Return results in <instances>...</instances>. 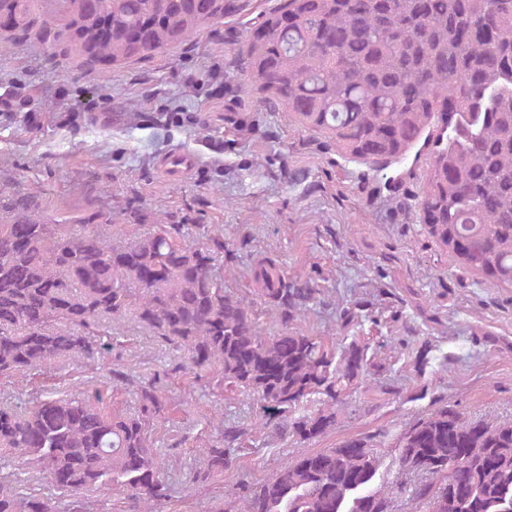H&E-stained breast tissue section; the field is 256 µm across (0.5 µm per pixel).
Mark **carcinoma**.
Listing matches in <instances>:
<instances>
[{
    "label": "carcinoma",
    "mask_w": 512,
    "mask_h": 512,
    "mask_svg": "<svg viewBox=\"0 0 512 512\" xmlns=\"http://www.w3.org/2000/svg\"><path fill=\"white\" fill-rule=\"evenodd\" d=\"M55 20L96 68L179 46L236 10L234 0H61ZM29 0H0V32L26 38ZM228 68L270 109L326 132L346 155L390 165L420 143L429 171L417 206L429 235L494 287H512V0H280L233 51ZM37 198L0 189V380L28 384L62 362L107 367L100 324L127 315L184 351L189 386L229 385L260 404L259 430L302 442L336 428V399L367 370L366 349L341 352L290 327L318 294L277 263L252 271L254 294L279 322L261 334L253 301L224 288V239L204 225L160 224L126 239L48 224ZM135 395L129 416L95 389L50 394L24 409L0 405V512H93L106 490L122 512H159L173 489L155 435L182 411L162 378L108 367ZM325 408L296 415L311 396ZM206 487L237 461L248 431L211 417ZM393 464L430 482L406 492L426 512H512V422L476 421L443 406L392 438ZM383 455L369 440L301 455L256 488L240 512H393L378 484ZM45 475L48 491L25 487Z\"/></svg>",
    "instance_id": "carcinoma-1"
}]
</instances>
